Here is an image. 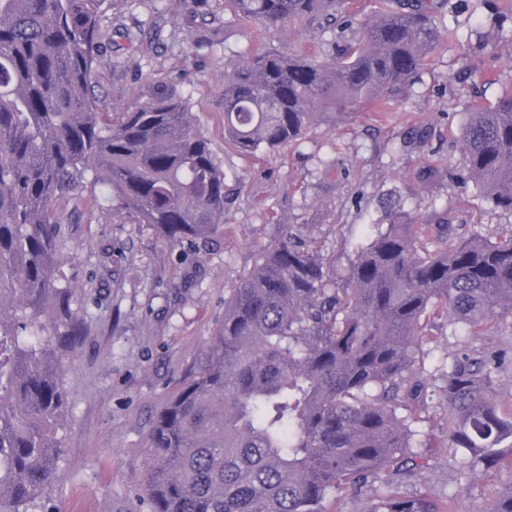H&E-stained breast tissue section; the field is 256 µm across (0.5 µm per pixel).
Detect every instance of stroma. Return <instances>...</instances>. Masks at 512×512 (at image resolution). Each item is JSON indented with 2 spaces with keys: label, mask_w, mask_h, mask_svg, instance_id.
<instances>
[{
  "label": "stroma",
  "mask_w": 512,
  "mask_h": 512,
  "mask_svg": "<svg viewBox=\"0 0 512 512\" xmlns=\"http://www.w3.org/2000/svg\"><path fill=\"white\" fill-rule=\"evenodd\" d=\"M486 14L478 0H450L446 24L457 29V44L432 55L390 119L358 110L322 116L300 144L250 163L224 139V61L251 46L244 30L225 22L224 0L107 4L92 93L122 107L144 104L161 86L185 95L224 166L230 201L223 239L196 249L170 246L148 224L81 213L63 272L79 298L84 334L61 351L68 413L59 476L43 493L47 512H150L144 486L154 417L223 324L225 299L259 248L274 242L276 225L333 252L341 275L371 225L383 223L391 198L419 217L447 215L462 237L512 234L511 214L455 178L463 165L457 135L470 108L494 103L512 83V38L478 46ZM425 130L430 141L414 145ZM430 160L453 175L437 189L416 178ZM456 346L444 327L425 345L420 440L432 458L411 481L421 490L448 487V407L435 387L441 359ZM511 482L502 473L473 475L458 512H484Z\"/></svg>",
  "instance_id": "35a3bbf8"
}]
</instances>
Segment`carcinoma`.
I'll use <instances>...</instances> for the list:
<instances>
[{
  "label": "carcinoma",
  "instance_id": "carcinoma-1",
  "mask_svg": "<svg viewBox=\"0 0 512 512\" xmlns=\"http://www.w3.org/2000/svg\"><path fill=\"white\" fill-rule=\"evenodd\" d=\"M449 0H224L254 33L227 59L224 139L246 160L302 140L323 114H387L454 29ZM106 0H0V512H35L57 478L67 394L60 349L83 334L61 274L64 206L107 194L108 215L155 227L173 246L224 235V169L188 99L161 89L134 109L90 94ZM512 22L498 0L492 25ZM333 37L296 53L271 47L284 26ZM463 168L484 201L512 215V86L474 105L460 129ZM347 274L285 227L224 301V326L152 429L151 512H456L457 493L411 490L423 345L443 318L465 328L439 391L455 481L512 473L507 359L483 341L512 318V234L450 238L396 207ZM484 512H512V483Z\"/></svg>",
  "mask_w": 512,
  "mask_h": 512
}]
</instances>
